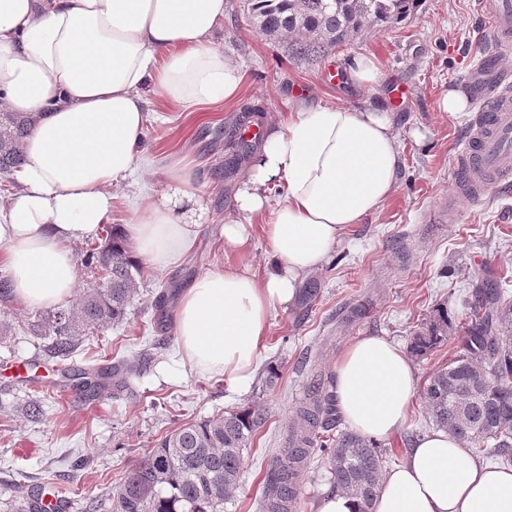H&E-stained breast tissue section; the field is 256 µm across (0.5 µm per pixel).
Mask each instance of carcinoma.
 <instances>
[{
  "label": "carcinoma",
  "instance_id": "obj_1",
  "mask_svg": "<svg viewBox=\"0 0 512 512\" xmlns=\"http://www.w3.org/2000/svg\"><path fill=\"white\" fill-rule=\"evenodd\" d=\"M418 0H247L253 23L276 39L299 33L288 51L316 60L364 30L384 31L403 21ZM33 125L20 113L0 112V174L7 176L25 162L21 150ZM224 176L236 172L253 144L229 136ZM84 264L98 267L107 287L86 292L76 306L46 314L37 335L51 340L49 357L70 358L82 338L119 323L127 315L143 263L135 259L118 224L105 227L104 242L84 254ZM468 320L460 353L433 373L423 398L433 424L463 440L477 452L512 460V303L495 279L481 278L468 301ZM454 325L441 306L410 341L415 357L429 355L448 341ZM89 397L112 394L114 372L106 367L79 372ZM334 395L321 380L312 386L301 414L309 427L292 434L287 460L274 461L266 475L261 508L290 512L293 479L314 447L327 454L331 485L359 498L361 512H371L380 492L386 463L375 442L359 433L340 430L329 439L320 432L339 426ZM264 415L252 408L186 423L159 442L129 469L112 490V512H224V500L237 487L244 450Z\"/></svg>",
  "mask_w": 512,
  "mask_h": 512
}]
</instances>
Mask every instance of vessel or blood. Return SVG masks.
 <instances>
[{"label":"vessel or blood","instance_id":"obj_1","mask_svg":"<svg viewBox=\"0 0 512 512\" xmlns=\"http://www.w3.org/2000/svg\"><path fill=\"white\" fill-rule=\"evenodd\" d=\"M479 9L500 49H512V0H479ZM496 55L477 62L467 80L474 122L456 152V178L463 197L478 200L490 186L512 185V74Z\"/></svg>","mask_w":512,"mask_h":512}]
</instances>
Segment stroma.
I'll return each instance as SVG.
<instances>
[{
    "instance_id": "stroma-1",
    "label": "stroma",
    "mask_w": 512,
    "mask_h": 512,
    "mask_svg": "<svg viewBox=\"0 0 512 512\" xmlns=\"http://www.w3.org/2000/svg\"><path fill=\"white\" fill-rule=\"evenodd\" d=\"M214 42L243 67L237 100L159 112L144 130L156 160L179 154L196 168V246L177 265L145 267L124 321L85 338L70 360L79 369L133 367L131 388L82 398L57 373L46 339L33 333L44 308L13 300L0 312L10 328L0 338V512H13L16 501L44 484L69 503V512H112V488L169 432L248 406L266 421L252 434L224 512H261L266 474L288 445L296 408L315 379L332 376L349 344L378 335L408 346L436 307L447 305L458 331L415 360L423 386L460 351L473 283L490 277L512 291V188L488 190L476 202L458 196L454 159L472 114L441 110L448 90L462 88L468 68L493 53L475 0H420L401 23L362 32L316 61L289 56V37L267 38L250 20L246 0H230ZM357 55L376 60L378 83L358 88L340 79ZM397 84L406 90L403 97L393 92ZM298 96L353 110L388 103L404 169L382 209L348 228L332 252L336 265L307 277L316 297L273 312L261 365L241 394L223 376L182 365L176 332L158 328L152 301L162 287L187 286L228 262L260 268L269 243L259 227L250 228L245 251L224 249L221 230L235 213L239 179L224 175L223 132L236 129L247 104L263 103L265 118L275 121ZM33 403L39 412L30 411ZM433 428L423 401H416L402 430L381 443L389 466L400 465L416 437ZM330 489L329 468L321 452H313L298 479L296 512H316Z\"/></svg>"
}]
</instances>
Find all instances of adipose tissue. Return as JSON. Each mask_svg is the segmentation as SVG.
I'll return each instance as SVG.
<instances>
[{"instance_id":"adipose-tissue-1","label":"adipose tissue","mask_w":512,"mask_h":512,"mask_svg":"<svg viewBox=\"0 0 512 512\" xmlns=\"http://www.w3.org/2000/svg\"><path fill=\"white\" fill-rule=\"evenodd\" d=\"M228 0H0V111L35 125L23 143L16 190L0 205V266L30 305L71 299L73 247L112 212V190L160 169L168 191L143 185L127 224L132 250L163 269L194 247L189 219L199 189L187 157L155 166L142 145L149 105L184 112L235 100L243 70L212 41ZM404 166L382 106L352 110L295 99L263 125L235 197L224 248L244 250L247 220L270 244L263 273L228 263L196 277L179 297L175 326L184 363L246 389L272 310L290 305L346 230L381 209ZM285 187L271 203V185ZM336 409L377 442L404 426L416 400L411 358L386 337L363 336L334 367ZM372 512H512V468L485 465L444 430L419 436L402 465L385 471Z\"/></svg>"}]
</instances>
